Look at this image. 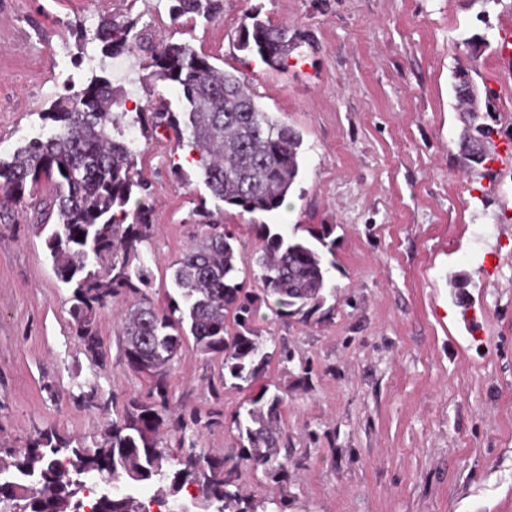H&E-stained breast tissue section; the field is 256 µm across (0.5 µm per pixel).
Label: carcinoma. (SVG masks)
<instances>
[{
  "label": "carcinoma",
  "instance_id": "1",
  "mask_svg": "<svg viewBox=\"0 0 512 512\" xmlns=\"http://www.w3.org/2000/svg\"><path fill=\"white\" fill-rule=\"evenodd\" d=\"M170 21H209L224 10L223 0H166ZM139 19L103 16L95 39L109 55L140 52L149 83L180 88L184 104L174 112L160 98L151 112L128 118L125 98L105 76L93 75L81 88L68 89L52 103L45 118L54 132L18 146L0 158V213L31 197L33 223L52 226L47 238L52 269L71 289L73 336L87 358H103V341L96 318L114 297L133 298L122 319V346L129 370L150 378L146 400L132 399L92 445L75 442L52 431H39L22 448L6 450L0 471V512H84L77 498L80 478L94 475L112 485V496L99 498L92 512H132L127 499L134 484L156 487L152 501L166 512H267L266 501L242 494L241 466L246 465L278 483L288 482L290 448L282 422L283 397L262 383L272 360L283 370L294 361L288 345L269 348L255 327L256 297L236 281L233 233L201 206L199 223L209 227L205 239L182 254L173 275L177 296L155 308L147 297L152 271L142 256L153 228L149 200L152 187L137 170L141 153L139 126L149 139L162 128L174 134L176 147L189 149L214 198L247 213L279 210L300 171L303 138L296 129L258 107L241 77L215 67L209 57L186 42L153 37L145 26L133 33ZM239 47L277 68L288 60L295 44L288 27L274 26L257 15L241 24ZM455 97L461 110L484 101L483 118L491 116L496 92L479 88L470 73H455ZM499 130L478 122L461 138L459 159L466 168L489 160L485 144ZM48 193L36 194L42 185ZM262 240L257 280L273 300L281 318L324 317L327 298L336 294L330 271L334 262L333 224L296 237L267 224L254 225ZM83 239H76L77 235ZM232 315L233 325L226 323ZM200 354L221 359V381L258 392L246 399L232 424L247 441L237 457L196 451V433L208 425L198 416L185 420L168 414V370L187 337ZM75 399L108 411L99 385L85 380ZM179 435L181 457L164 451L160 428ZM67 467H59L60 459Z\"/></svg>",
  "mask_w": 512,
  "mask_h": 512
}]
</instances>
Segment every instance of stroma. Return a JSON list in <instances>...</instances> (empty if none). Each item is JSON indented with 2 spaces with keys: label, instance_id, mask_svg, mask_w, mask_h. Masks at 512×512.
I'll return each mask as SVG.
<instances>
[{
  "label": "stroma",
  "instance_id": "obj_1",
  "mask_svg": "<svg viewBox=\"0 0 512 512\" xmlns=\"http://www.w3.org/2000/svg\"><path fill=\"white\" fill-rule=\"evenodd\" d=\"M253 13L300 34L285 66L239 50ZM108 14L152 24L243 76L304 139L300 176L268 214L214 199L168 135L144 145L137 169L154 188V227L143 256L156 307L173 290L175 261L206 233L198 206L234 232L237 278L256 291L255 225L302 236L336 227L325 319H282L257 301L262 336L295 352L289 368L267 372L284 397L292 453L286 489L248 469L243 489L287 494L288 512H512V71L499 52L512 0H224L211 22L176 24L163 0H0V157L48 137L51 102L95 74L129 109L149 111L154 93L180 109L177 86L146 88L137 57L102 53L93 34ZM475 35L489 43L476 58ZM461 67L497 93L493 159L468 172L451 86ZM70 297L45 232L19 211L0 222V450L50 429L94 442L130 398L148 396L120 345L128 298L100 311L106 358L96 366L71 336ZM220 374L189 341L170 366L173 415H221L200 431L205 454L240 446L231 420L246 394H213ZM88 379L108 411L76 400Z\"/></svg>",
  "mask_w": 512,
  "mask_h": 512
}]
</instances>
